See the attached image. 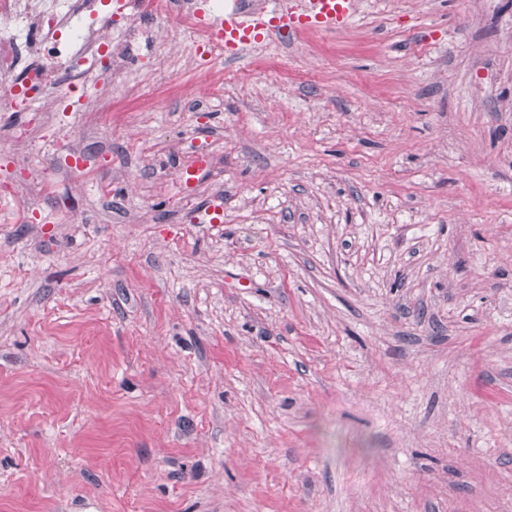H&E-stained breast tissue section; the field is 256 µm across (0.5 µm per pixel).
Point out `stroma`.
Returning a JSON list of instances; mask_svg holds the SVG:
<instances>
[{
	"label": "stroma",
	"mask_w": 512,
	"mask_h": 512,
	"mask_svg": "<svg viewBox=\"0 0 512 512\" xmlns=\"http://www.w3.org/2000/svg\"><path fill=\"white\" fill-rule=\"evenodd\" d=\"M197 56L0 114V512H512V0Z\"/></svg>",
	"instance_id": "1"
}]
</instances>
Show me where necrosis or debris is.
I'll use <instances>...</instances> for the list:
<instances>
[{"label":"necrosis or debris","instance_id":"4bbe7bcc","mask_svg":"<svg viewBox=\"0 0 512 512\" xmlns=\"http://www.w3.org/2000/svg\"><path fill=\"white\" fill-rule=\"evenodd\" d=\"M146 18L175 23L198 47L208 49L210 63H223V43L213 38L191 0H139L120 21L104 14L91 29L70 13L66 0H0V112L28 111L33 99L51 102L56 112H87L94 94H74L72 86L60 82V70L76 61L95 71L100 88L118 89L128 49L142 35ZM21 46L37 62L19 79L15 67Z\"/></svg>","mask_w":512,"mask_h":512}]
</instances>
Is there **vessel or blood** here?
<instances>
[{
	"label": "vessel or blood",
	"mask_w": 512,
	"mask_h": 512,
	"mask_svg": "<svg viewBox=\"0 0 512 512\" xmlns=\"http://www.w3.org/2000/svg\"><path fill=\"white\" fill-rule=\"evenodd\" d=\"M353 16V0H304L298 9L254 12L241 6L222 17L208 18L207 23L223 41L230 56L236 57L252 44L277 42L288 34L338 31L346 27Z\"/></svg>",
	"instance_id": "1"
}]
</instances>
